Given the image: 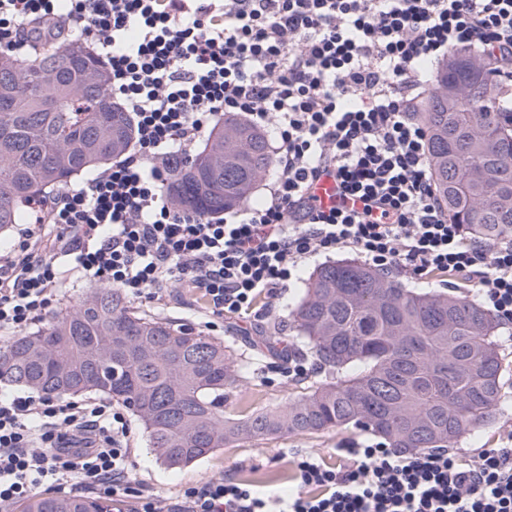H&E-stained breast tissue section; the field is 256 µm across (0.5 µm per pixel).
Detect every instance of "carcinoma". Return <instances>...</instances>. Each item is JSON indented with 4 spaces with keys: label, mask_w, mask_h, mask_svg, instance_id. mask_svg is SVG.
Returning a JSON list of instances; mask_svg holds the SVG:
<instances>
[{
    "label": "carcinoma",
    "mask_w": 512,
    "mask_h": 512,
    "mask_svg": "<svg viewBox=\"0 0 512 512\" xmlns=\"http://www.w3.org/2000/svg\"><path fill=\"white\" fill-rule=\"evenodd\" d=\"M104 61L79 37L30 60L0 53V236L24 220L23 203L116 161L134 140L112 109ZM483 60L434 69L416 119L427 131L434 191L449 219L481 238L512 233V123L495 108ZM171 199L200 216L251 198L274 160L266 132L235 116L202 151L174 159ZM295 336L270 324L257 353L313 358L324 374L274 411L224 414V398L249 384L255 358L171 318L141 313L123 292L92 286L37 330L0 345V382L60 399L100 394L128 406L168 469L224 445L282 432L361 427L394 448L422 452L478 437L499 409L498 324L475 301L406 288L353 260L319 266L291 305ZM22 512H115L109 498L41 494Z\"/></svg>",
    "instance_id": "obj_1"
}]
</instances>
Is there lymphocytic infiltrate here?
<instances>
[{
    "instance_id": "obj_1",
    "label": "lymphocytic infiltrate",
    "mask_w": 512,
    "mask_h": 512,
    "mask_svg": "<svg viewBox=\"0 0 512 512\" xmlns=\"http://www.w3.org/2000/svg\"><path fill=\"white\" fill-rule=\"evenodd\" d=\"M74 34L104 59L135 139L105 171L26 201L0 252L1 331L42 322L72 268L131 299L196 290L217 319L269 311L301 263L339 248L379 271L469 281L512 322V235L449 221L410 114L427 64L456 46L499 61L496 106L512 112V0H0V51L24 59ZM229 114L271 130L274 177L261 205L204 218L165 192L168 165ZM324 175L350 206L313 203ZM129 435L105 399L1 395L0 507L79 482L135 496L136 512H512V433L471 458L372 444L330 467L297 454L292 494L218 477L172 500L130 487Z\"/></svg>"
}]
</instances>
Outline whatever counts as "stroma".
<instances>
[{"instance_id":"stroma-1","label":"stroma","mask_w":512,"mask_h":512,"mask_svg":"<svg viewBox=\"0 0 512 512\" xmlns=\"http://www.w3.org/2000/svg\"><path fill=\"white\" fill-rule=\"evenodd\" d=\"M132 306L142 312L183 319L192 328L215 337H236L242 346L261 327L260 322L232 314L225 315L217 325H210L204 300L181 288L168 289L161 300L142 298L133 301ZM497 342L503 357L502 392L505 402L491 423L482 429L480 440L475 442L468 438L462 439L457 445V454L467 456L482 448L497 447L504 433L512 429V325L499 326ZM317 378L314 372L294 379L286 378L280 374L275 361H261L256 366L252 385L246 390L234 392L225 403L224 411L227 416L240 418L255 408L277 409L284 405L288 397L303 393ZM378 441V436L353 426L313 435L283 432L225 445L199 463L174 472L156 462L139 422L134 420L130 423V446L133 453L129 481L132 488L146 486L160 497L172 498L187 486L229 475L285 495L295 488L288 463L289 452L314 454L327 463L335 464L339 461V449L356 444H375Z\"/></svg>"}]
</instances>
